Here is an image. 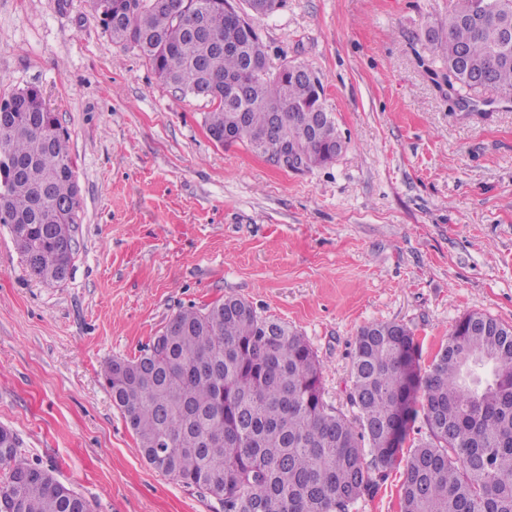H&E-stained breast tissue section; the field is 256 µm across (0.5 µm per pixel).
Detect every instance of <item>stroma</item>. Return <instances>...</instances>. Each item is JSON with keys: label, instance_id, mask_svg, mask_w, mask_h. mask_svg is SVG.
I'll return each mask as SVG.
<instances>
[{"label": "stroma", "instance_id": "1", "mask_svg": "<svg viewBox=\"0 0 512 512\" xmlns=\"http://www.w3.org/2000/svg\"><path fill=\"white\" fill-rule=\"evenodd\" d=\"M453 0H285L269 66L321 79L345 147L303 172L211 139L206 100L112 42L89 0H0V97L39 87L83 210L68 278L29 275L0 224V427L91 512H224L151 467L102 371L182 308L228 295L305 336L329 405L373 322L428 368L464 315L512 325V99L449 90L429 40ZM405 464L351 512H399Z\"/></svg>", "mask_w": 512, "mask_h": 512}]
</instances>
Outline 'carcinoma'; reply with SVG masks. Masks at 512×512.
<instances>
[{
  "instance_id": "1",
  "label": "carcinoma",
  "mask_w": 512,
  "mask_h": 512,
  "mask_svg": "<svg viewBox=\"0 0 512 512\" xmlns=\"http://www.w3.org/2000/svg\"><path fill=\"white\" fill-rule=\"evenodd\" d=\"M214 0H195L209 33L189 29L187 0H92L112 41L136 51L164 83L198 96L211 138L254 151L280 113L282 139L264 142L269 161L286 141L310 167L328 163L344 142L324 97L302 64L270 71L257 31L245 32ZM489 3L512 19V0H454L448 23L431 40L448 69V86L512 96V43L500 44ZM9 132L0 133V224H27L19 247L31 275L53 285L73 265L82 201L68 136L42 92L11 94ZM206 361L217 372H199ZM113 404L157 471L206 490L224 512H350L378 488L400 454L417 411L427 436L410 449L399 512H512V325L480 312L452 326L422 373L414 332L404 324L363 326L350 363L347 415L327 404L322 367L288 323L226 296L181 309L133 359L104 370ZM224 438V447L203 440ZM13 439L0 455V509L85 512L87 501L49 478L20 482L32 467Z\"/></svg>"
}]
</instances>
